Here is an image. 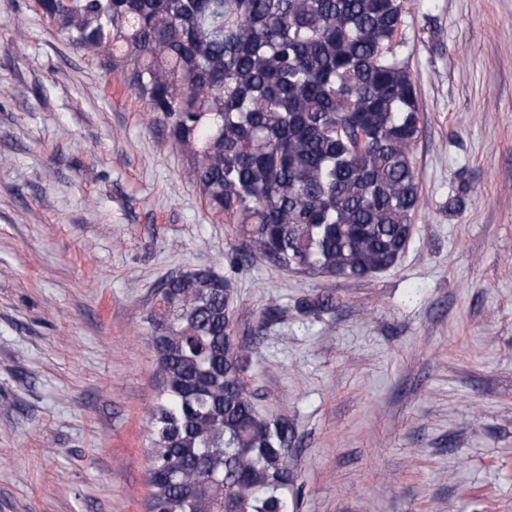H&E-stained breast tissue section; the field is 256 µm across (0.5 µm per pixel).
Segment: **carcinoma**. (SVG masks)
Instances as JSON below:
<instances>
[{"mask_svg": "<svg viewBox=\"0 0 512 512\" xmlns=\"http://www.w3.org/2000/svg\"><path fill=\"white\" fill-rule=\"evenodd\" d=\"M73 46L170 124L208 208L301 274L393 266L419 203L416 88L394 50L405 0H36ZM229 280H163L149 316L164 378L150 416L149 512H288L296 431L259 416ZM332 299L295 301L316 316ZM288 319L276 303L268 327Z\"/></svg>", "mask_w": 512, "mask_h": 512, "instance_id": "obj_1", "label": "carcinoma"}]
</instances>
